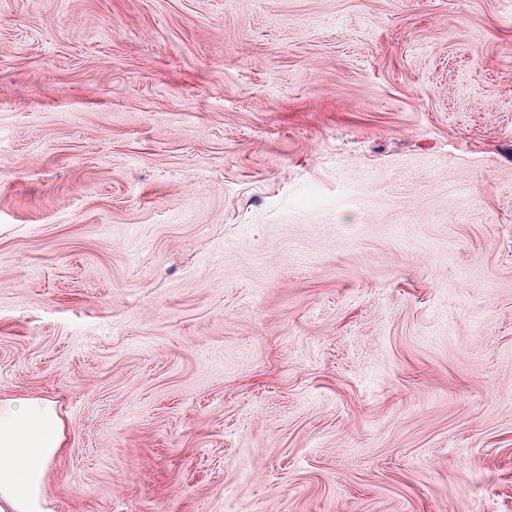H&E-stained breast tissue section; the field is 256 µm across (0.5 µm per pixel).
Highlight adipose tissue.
I'll use <instances>...</instances> for the list:
<instances>
[{
  "label": "adipose tissue",
  "mask_w": 512,
  "mask_h": 512,
  "mask_svg": "<svg viewBox=\"0 0 512 512\" xmlns=\"http://www.w3.org/2000/svg\"><path fill=\"white\" fill-rule=\"evenodd\" d=\"M65 445L58 401L0 393V512H53L48 475Z\"/></svg>",
  "instance_id": "ef3b65f1"
}]
</instances>
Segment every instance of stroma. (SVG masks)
Listing matches in <instances>:
<instances>
[{
    "label": "stroma",
    "instance_id": "35a3bbf8",
    "mask_svg": "<svg viewBox=\"0 0 512 512\" xmlns=\"http://www.w3.org/2000/svg\"><path fill=\"white\" fill-rule=\"evenodd\" d=\"M54 512H512V0H0V393ZM59 402L0 393V511L53 512L50 469L66 445Z\"/></svg>",
    "mask_w": 512,
    "mask_h": 512
}]
</instances>
